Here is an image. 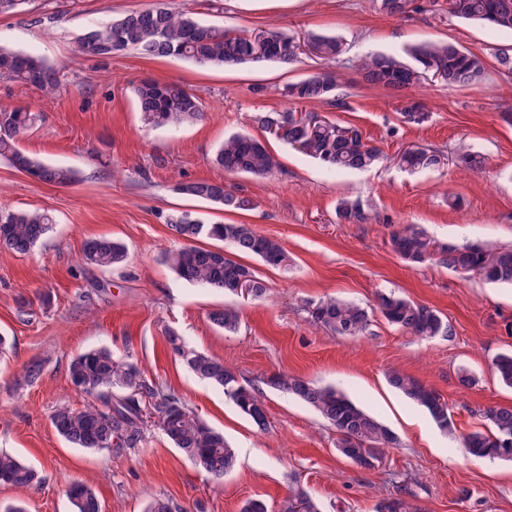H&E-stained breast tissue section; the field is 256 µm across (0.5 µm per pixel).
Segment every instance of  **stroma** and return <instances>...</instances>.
Masks as SVG:
<instances>
[{
  "mask_svg": "<svg viewBox=\"0 0 512 512\" xmlns=\"http://www.w3.org/2000/svg\"><path fill=\"white\" fill-rule=\"evenodd\" d=\"M155 0H29L0 15V48L43 57L60 72V94L46 96L0 79V105L40 114L18 141L34 158L76 169L65 187L39 182L0 158V211L45 209L56 222L32 254L0 259V334L13 343L0 357V451L18 455L43 481L33 488L0 485V503L21 502L28 512H73L69 482L93 484L104 512H143L149 498L167 496L192 512H240L250 499L277 512L299 487L321 512H374L398 490L413 494L423 512H512V462L470 456L464 435L485 427L483 413L512 405L493 359L512 353V287L488 283L434 264L406 265L392 233L415 224L452 245L469 242L512 247V73L500 53L512 55V31L452 16L448 0H415L409 16L381 13L376 0H175L205 21L237 30L281 29L301 36L343 39L335 68L343 77L336 104L303 109L358 128L380 148L383 162L369 171L336 173L276 139L267 144L281 168L259 178L229 175L212 156L225 135H260L251 121L261 112L290 109L275 87L322 71L312 56L294 64L248 63L202 67L178 58L144 59L133 52L108 59L76 52V38ZM449 41L484 63L482 83L451 88L425 74L418 89L428 114L420 125L400 115L403 95L365 84L356 68L372 52L405 55L414 45ZM175 82L202 101V117L171 128L146 127L132 93L141 78ZM484 160L469 170L455 161L459 145ZM408 146L438 151L439 165L400 168L396 153ZM217 181L253 202L224 212L176 192L178 183ZM358 198L369 219L343 224L338 202ZM187 211L204 223H241L279 239L288 264L275 269L247 258L267 287L263 298L227 296L180 279L163 262L177 243L166 219ZM106 236L128 248L124 266L103 270L81 260L87 239ZM396 293L438 310L449 333L422 338L374 315L365 335L339 336L312 325L307 301L336 295L375 307L378 293ZM32 313L19 317L17 302ZM239 307L241 323L227 335L208 314ZM186 343L224 360L247 382L261 385L286 372L344 390L396 436L371 469L341 456L336 432L301 401L266 390L267 430H258L222 389L175 360L167 329ZM131 355L147 378L175 390L185 404L235 448L237 464L221 482L173 448L159 430L141 447L119 454L69 445L51 423L59 407L84 398L67 380L70 360L92 348ZM46 360L41 379L19 388L17 370L33 357ZM422 380L448 404L455 430L442 432L428 412L386 380L389 369ZM476 378L461 389L458 372Z\"/></svg>",
  "mask_w": 512,
  "mask_h": 512,
  "instance_id": "1",
  "label": "stroma"
}]
</instances>
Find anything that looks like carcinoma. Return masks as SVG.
I'll list each match as a JSON object with an SVG mask.
<instances>
[{
	"instance_id": "carcinoma-1",
	"label": "carcinoma",
	"mask_w": 512,
	"mask_h": 512,
	"mask_svg": "<svg viewBox=\"0 0 512 512\" xmlns=\"http://www.w3.org/2000/svg\"><path fill=\"white\" fill-rule=\"evenodd\" d=\"M379 11L389 17H402L412 11L413 0H379ZM448 12L459 17L512 31V0H448ZM133 51L142 58L176 57L200 66H232L253 62H277L288 65L310 53L334 61L343 53L341 40L328 34L310 33L299 40L280 30L261 29L251 34L210 24L193 12L170 7L165 0L154 6L130 11L103 25L86 31L79 39V52L108 57ZM419 63L415 67L394 54L374 53L363 57L357 70L369 85L393 91L417 85L427 66L435 64L433 74L449 87L477 84L484 78L483 62L454 44L427 43L413 49ZM0 78L33 87L45 94L60 92L58 72L44 59L21 51L0 48ZM342 86L341 74L326 70L291 82L276 93L294 103L334 102ZM138 111L144 122L155 128L192 123L203 115L198 96L177 83L151 78L133 87ZM36 113L27 107L0 106V157L20 172L52 186H67L77 179L73 168L49 164L24 154L17 146L20 136L36 123ZM264 131L317 159L333 170H367L382 160V152L351 126H343L317 114H298L292 110L265 112L252 117ZM458 159L471 169L483 166L481 156L462 144ZM441 157L423 147L403 150L399 163L409 169L440 164ZM213 163L231 175L268 176L279 168L278 158L267 144L248 133L224 138ZM176 191L204 200L222 211L248 210L252 201L224 188L222 182L190 181L180 183ZM337 218L344 224H364L367 210L358 200L343 199ZM55 219L45 210L0 213V257L26 255L51 231ZM168 224L180 245L167 251L163 261L189 283L227 295H239L241 285H252L251 296L263 297L267 291L254 270L222 248L199 246L207 237L227 243L240 255L258 257L269 267H280L288 260L281 241L257 233L249 224H203L188 213L172 215ZM394 252L412 266L435 263L454 272L476 274L490 283L512 286V248H485L478 245L456 246L429 238L412 224L404 225L391 238ZM128 258L126 246L119 240L94 237L86 240L82 262L108 269L120 267ZM378 309L385 320L414 336L433 338L448 334V324L438 311L394 294H381ZM310 321L338 336H361L370 325L369 311L348 300L325 296L307 304ZM209 321L230 334L238 330L240 311L226 305L208 314ZM170 353L181 360L200 380L220 387L258 429L267 427L261 408L263 393L243 382L241 374L224 360L191 348L177 331L167 332ZM499 381L512 388V353L493 360ZM42 374V363L33 359L22 365L17 381L32 384ZM67 379L85 397L80 408L61 407L52 416L57 433L76 448L121 453L138 448L150 427L158 428L169 443L179 449L197 469L218 483L236 465V451L224 434L212 428L190 409L173 390L165 389L144 376L127 356L106 348H94L75 356L69 363ZM388 383L407 399L424 407L444 431L455 429L448 405L434 389L420 379L399 370L387 374ZM265 384L292 396L310 407L337 434L339 454L355 463L380 461L383 451L396 444V438L374 415L356 405L344 391L322 386L299 376L278 373ZM487 427L464 436L468 452L477 458L512 461V406L486 410ZM40 482L36 469L7 452H0V484L18 488ZM67 491L74 512H102L95 488L74 480ZM144 512H186L166 496L152 498ZM278 512H321L317 501L301 488H295L281 500ZM375 512H422L413 501L395 495L384 498Z\"/></svg>"
}]
</instances>
